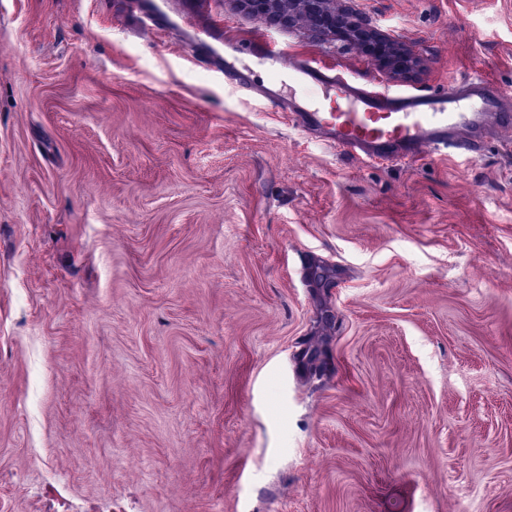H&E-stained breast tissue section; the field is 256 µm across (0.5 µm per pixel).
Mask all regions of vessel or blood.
Listing matches in <instances>:
<instances>
[{"instance_id": "vessel-or-blood-1", "label": "vessel or blood", "mask_w": 512, "mask_h": 512, "mask_svg": "<svg viewBox=\"0 0 512 512\" xmlns=\"http://www.w3.org/2000/svg\"><path fill=\"white\" fill-rule=\"evenodd\" d=\"M254 55L273 79L285 77L327 92L330 111L291 110L294 125L324 129L337 148L368 159L411 162L422 146H459L461 132L487 121L512 125V113L503 109L494 84L482 77L442 91L392 93L367 88L309 60L284 59L264 46Z\"/></svg>"}]
</instances>
